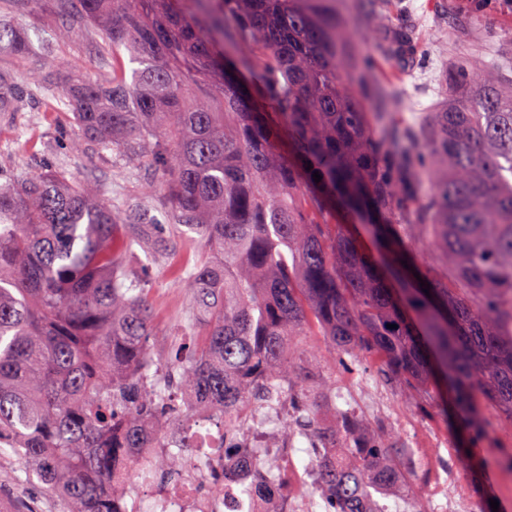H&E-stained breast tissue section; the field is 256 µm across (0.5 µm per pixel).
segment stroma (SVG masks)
<instances>
[{
	"mask_svg": "<svg viewBox=\"0 0 512 512\" xmlns=\"http://www.w3.org/2000/svg\"><path fill=\"white\" fill-rule=\"evenodd\" d=\"M502 2L448 0L449 12L474 18V25L464 29L442 28L433 0H404L403 8L392 11L384 24L358 25V40L373 60L377 82L402 99L398 112L407 127H417L421 112L439 99L441 90L435 78L446 67L461 59L477 64L512 62V10L503 9ZM0 14L17 15L31 40L49 37L54 41V50L49 54L36 52L21 58L0 52V73L26 91L28 105L27 111L0 117V164L24 179L32 173L30 155L45 149L65 161L76 183H93L109 202L139 195L142 185L151 178L150 170L143 167L137 178H126L113 168L111 156L89 148L75 149L71 141L57 137L56 130L64 125L66 117L56 112V99L44 96L30 82L33 72L53 70H84L93 78L109 79L111 69L101 66L95 54L96 46L103 41L101 33L92 29L82 40H66L63 33L72 25L73 14L56 11L43 0H29L19 13L11 0H0ZM403 24L411 27L415 43L426 51L420 65L409 66L393 42L394 29ZM203 256L201 246L186 237L173 254L153 268L151 300L161 330L157 359L167 357L188 307L191 289L179 270L195 265ZM323 346V337L305 339L312 362L331 375L337 386L368 389L382 399V409L360 403L354 404L353 409L374 424L399 434L417 480H425L431 471L454 475L468 493L473 512H486L492 499L498 501L499 512H512V467L507 464L512 458V433L500 429L495 408L486 410L489 430L479 444L485 471L482 481L475 483L457 459L450 420L439 412L435 394L411 390L398 380L383 376L380 362L369 356L353 369L333 365L319 357ZM33 506L39 512H57L54 498L38 487L26 464L10 450L0 451V512H29Z\"/></svg>",
	"mask_w": 512,
	"mask_h": 512,
	"instance_id": "obj_1",
	"label": "stroma"
}]
</instances>
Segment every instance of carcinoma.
<instances>
[{
	"label": "carcinoma",
	"mask_w": 512,
	"mask_h": 512,
	"mask_svg": "<svg viewBox=\"0 0 512 512\" xmlns=\"http://www.w3.org/2000/svg\"><path fill=\"white\" fill-rule=\"evenodd\" d=\"M341 1L57 0L80 19L71 38L101 32L112 79L31 82L73 113L74 142L153 175L147 202L111 207L41 152L26 180L0 166V449L62 512H114L141 453L196 426L194 414L230 437L242 412L284 401L296 423L283 435L324 444L312 487L326 512H386L380 498L396 487L416 502L398 435L351 410L323 423L336 385L302 336L326 337L333 362L365 354L420 391L443 389L472 472L483 406L512 432V73L459 61L406 129L352 77L373 64L355 56ZM387 5L400 3L360 0L370 25ZM30 49L0 23V51ZM243 72L260 73L258 87ZM24 106L0 75V113ZM304 198L364 217L375 250L344 224L325 233ZM405 224L432 231L463 293L420 263ZM188 234L209 257L185 269L191 318L159 362L150 274ZM376 250L421 280L396 293ZM188 465L181 450L155 460L172 481Z\"/></svg>",
	"instance_id": "cac0c4a2"
}]
</instances>
